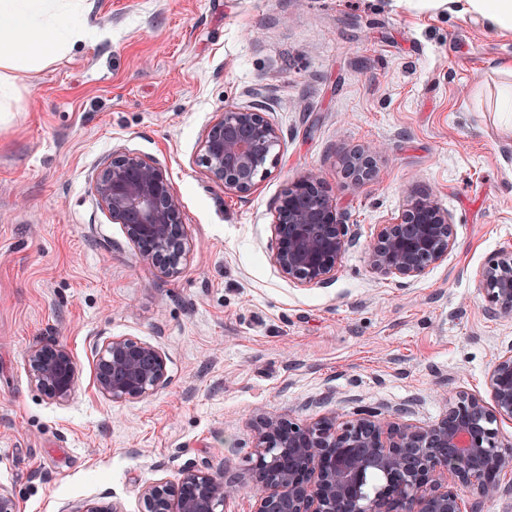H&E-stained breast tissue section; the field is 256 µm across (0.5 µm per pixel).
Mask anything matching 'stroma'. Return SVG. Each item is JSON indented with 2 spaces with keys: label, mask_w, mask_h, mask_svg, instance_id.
Returning a JSON list of instances; mask_svg holds the SVG:
<instances>
[{
  "label": "stroma",
  "mask_w": 512,
  "mask_h": 512,
  "mask_svg": "<svg viewBox=\"0 0 512 512\" xmlns=\"http://www.w3.org/2000/svg\"><path fill=\"white\" fill-rule=\"evenodd\" d=\"M106 34L19 76L0 107V486L20 512H74L189 464L242 489L250 512L258 408L303 422L408 405L436 421L443 390L486 394L512 314L486 310L476 274L512 243V116L498 111L512 34L421 0H91ZM261 105L276 163L246 196L201 163L207 128ZM381 146L356 186L340 157ZM157 161L182 205L181 272L160 278L93 184L115 149ZM355 243L336 278L300 287L270 256L273 206L308 172ZM447 212L455 245L423 277L374 273L365 246L414 190ZM128 336L167 357V387L97 395V343ZM77 368L59 404L25 355L46 338ZM331 394L330 403L317 398Z\"/></svg>",
  "instance_id": "1"
}]
</instances>
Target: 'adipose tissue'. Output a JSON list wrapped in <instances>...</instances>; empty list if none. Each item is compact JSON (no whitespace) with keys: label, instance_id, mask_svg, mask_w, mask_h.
<instances>
[{"label":"adipose tissue","instance_id":"obj_1","mask_svg":"<svg viewBox=\"0 0 512 512\" xmlns=\"http://www.w3.org/2000/svg\"><path fill=\"white\" fill-rule=\"evenodd\" d=\"M88 0H0V103L13 98L17 76L58 60L76 43L100 38L88 21Z\"/></svg>","mask_w":512,"mask_h":512}]
</instances>
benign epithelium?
Here are the masks:
<instances>
[{"instance_id": "benign-epithelium-1", "label": "benign epithelium", "mask_w": 512, "mask_h": 512, "mask_svg": "<svg viewBox=\"0 0 512 512\" xmlns=\"http://www.w3.org/2000/svg\"><path fill=\"white\" fill-rule=\"evenodd\" d=\"M281 142L278 126L257 105L229 107L202 140L201 161L212 180L240 197L257 186L258 174ZM372 155H345L354 185L373 177ZM316 174L288 185L274 206L272 261L301 286L329 283L351 245L335 201ZM94 192L112 223L124 226L144 261L162 277L180 274L185 255L181 203L164 170L137 154L115 151L94 181ZM454 246L448 213L428 192L413 193L394 221L378 225L367 243L372 271L414 280L448 257ZM493 315L512 313V244L478 273ZM34 386L63 402L71 394L74 363L66 346L44 340L26 353ZM97 393L112 402L143 398L168 384L166 356L130 337H113L96 353ZM489 398L446 391L445 413L420 426L405 420L407 408L384 420L368 412L353 421L336 413L306 423L263 411L250 459L261 489L252 512H481L484 502L512 495V442L495 424L512 422V344L501 351L486 380ZM379 470L388 483L373 495L362 491L365 474ZM239 486L214 472L185 468L174 482L142 491L144 512H220Z\"/></svg>"}]
</instances>
